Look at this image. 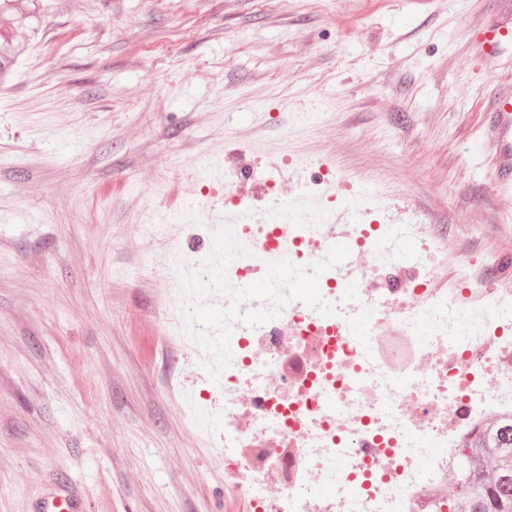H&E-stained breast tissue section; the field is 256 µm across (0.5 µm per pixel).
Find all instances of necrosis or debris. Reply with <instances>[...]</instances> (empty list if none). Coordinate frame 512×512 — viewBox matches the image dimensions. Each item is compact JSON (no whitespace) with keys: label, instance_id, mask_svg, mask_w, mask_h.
<instances>
[{"label":"necrosis or debris","instance_id":"4bbe7bcc","mask_svg":"<svg viewBox=\"0 0 512 512\" xmlns=\"http://www.w3.org/2000/svg\"><path fill=\"white\" fill-rule=\"evenodd\" d=\"M243 224L224 268V456L248 471L227 499L249 512H448L464 441L512 416V289L491 284L494 253L448 261V243L415 224ZM343 232L365 257L342 275L323 258ZM422 240L403 261L401 243ZM312 299L269 289L260 316L244 286L267 261ZM452 266L449 287H438Z\"/></svg>","mask_w":512,"mask_h":512}]
</instances>
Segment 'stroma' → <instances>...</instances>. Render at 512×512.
<instances>
[{
  "label": "stroma",
  "mask_w": 512,
  "mask_h": 512,
  "mask_svg": "<svg viewBox=\"0 0 512 512\" xmlns=\"http://www.w3.org/2000/svg\"><path fill=\"white\" fill-rule=\"evenodd\" d=\"M42 4L0 85V512L56 477L83 512H248L224 499L218 359L196 338L223 335L224 296L195 259L224 266L225 190L268 219L277 166L296 216L359 183L381 222L447 230L449 261L496 252L512 288V188L483 135L512 42L489 59L472 39L495 0Z\"/></svg>",
  "instance_id": "stroma-1"
}]
</instances>
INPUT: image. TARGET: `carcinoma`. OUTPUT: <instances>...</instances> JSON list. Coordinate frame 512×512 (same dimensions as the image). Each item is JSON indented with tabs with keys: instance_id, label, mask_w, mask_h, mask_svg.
<instances>
[{
	"instance_id": "carcinoma-1",
	"label": "carcinoma",
	"mask_w": 512,
	"mask_h": 512,
	"mask_svg": "<svg viewBox=\"0 0 512 512\" xmlns=\"http://www.w3.org/2000/svg\"><path fill=\"white\" fill-rule=\"evenodd\" d=\"M24 28L30 36L41 26L38 0H0V23ZM19 52L0 43V84L10 74ZM460 466L470 480L461 492L467 512H512V418L491 423L475 439Z\"/></svg>"
}]
</instances>
